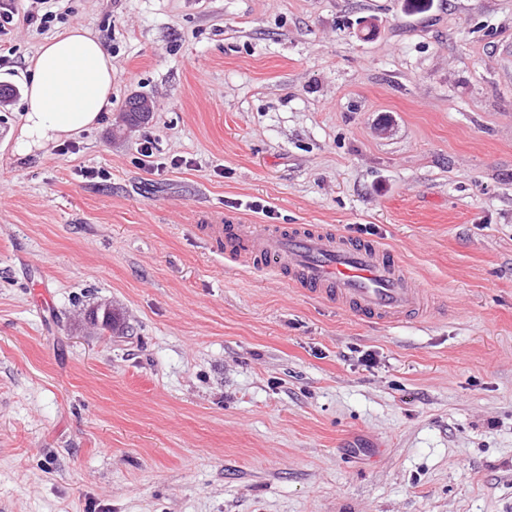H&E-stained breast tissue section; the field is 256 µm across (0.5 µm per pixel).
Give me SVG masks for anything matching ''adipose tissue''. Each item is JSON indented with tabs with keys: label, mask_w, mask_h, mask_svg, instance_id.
Returning a JSON list of instances; mask_svg holds the SVG:
<instances>
[{
	"label": "adipose tissue",
	"mask_w": 512,
	"mask_h": 512,
	"mask_svg": "<svg viewBox=\"0 0 512 512\" xmlns=\"http://www.w3.org/2000/svg\"><path fill=\"white\" fill-rule=\"evenodd\" d=\"M28 71L18 155L91 132L112 107V57L83 26L45 41Z\"/></svg>",
	"instance_id": "1"
}]
</instances>
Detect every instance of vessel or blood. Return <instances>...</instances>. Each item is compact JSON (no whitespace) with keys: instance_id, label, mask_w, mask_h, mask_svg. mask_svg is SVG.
Returning <instances> with one entry per match:
<instances>
[{"instance_id":"vessel-or-blood-1","label":"vessel or blood","mask_w":512,"mask_h":512,"mask_svg":"<svg viewBox=\"0 0 512 512\" xmlns=\"http://www.w3.org/2000/svg\"><path fill=\"white\" fill-rule=\"evenodd\" d=\"M204 235L226 241L228 258L258 264L310 295L383 322L423 317L428 287L386 249L307 224H207Z\"/></svg>"}]
</instances>
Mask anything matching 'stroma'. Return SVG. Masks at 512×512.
<instances>
[{
    "label": "stroma",
    "mask_w": 512,
    "mask_h": 512,
    "mask_svg": "<svg viewBox=\"0 0 512 512\" xmlns=\"http://www.w3.org/2000/svg\"><path fill=\"white\" fill-rule=\"evenodd\" d=\"M18 9L60 18L0 35V512H512V0ZM78 24L112 110L18 156L27 65ZM203 224L376 241L437 309L360 319Z\"/></svg>",
    "instance_id": "1"
}]
</instances>
